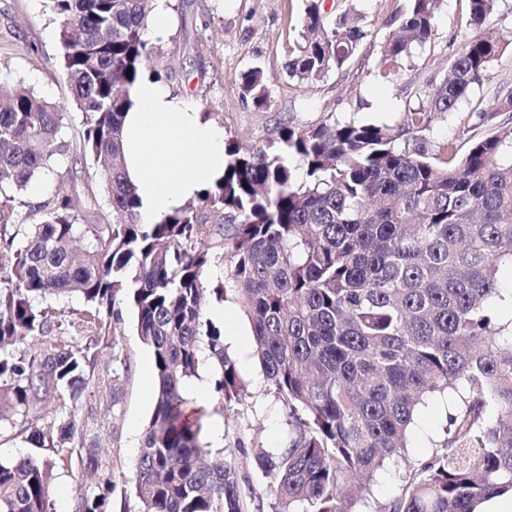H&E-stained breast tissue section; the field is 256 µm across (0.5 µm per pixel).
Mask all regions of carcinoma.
<instances>
[{
	"mask_svg": "<svg viewBox=\"0 0 512 512\" xmlns=\"http://www.w3.org/2000/svg\"><path fill=\"white\" fill-rule=\"evenodd\" d=\"M147 2L50 0L83 116L78 142L63 138L58 104L21 80L0 86V184L20 193L75 155L102 163L107 187L105 205L90 198L87 215L75 188L25 215L13 197L0 199V435L38 449L0 461V512H52L57 470L96 471L85 392L93 382L102 396L118 379L101 354L114 347L124 306L155 366L154 409L129 481L138 512H247L245 477L219 456L204 463L203 413L183 396L207 361L218 402L243 400L224 327L207 313L230 296L288 411V442L257 453L276 512H358L377 472L405 458L419 406L444 392L455 398L446 438L408 466L379 512H478L512 493V323L493 306L503 299L500 266L512 264V122L498 119L512 112V84L494 89L495 105L463 141L430 155L418 137L512 45L499 0H468L447 76L400 125L326 120L281 125L260 147L230 141L223 174L156 224L141 223L123 142L130 88L154 55ZM305 2L287 70L314 84L343 68L366 32L352 3L333 14L323 0ZM440 2L409 0L395 15L385 79L431 39ZM240 85L266 102L262 68ZM224 262L225 278L210 281ZM72 293L86 307L68 320L57 304ZM111 493L105 477L73 512H112Z\"/></svg>",
	"mask_w": 512,
	"mask_h": 512,
	"instance_id": "1",
	"label": "carcinoma"
}]
</instances>
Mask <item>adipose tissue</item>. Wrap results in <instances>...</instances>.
<instances>
[{
	"label": "adipose tissue",
	"instance_id": "obj_1",
	"mask_svg": "<svg viewBox=\"0 0 512 512\" xmlns=\"http://www.w3.org/2000/svg\"><path fill=\"white\" fill-rule=\"evenodd\" d=\"M130 98L126 166L141 199V221L154 224L223 170L224 130L172 98L158 81L139 80Z\"/></svg>",
	"mask_w": 512,
	"mask_h": 512
}]
</instances>
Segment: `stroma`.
Segmentation results:
<instances>
[{"label":"stroma","instance_id":"obj_1","mask_svg":"<svg viewBox=\"0 0 512 512\" xmlns=\"http://www.w3.org/2000/svg\"><path fill=\"white\" fill-rule=\"evenodd\" d=\"M354 2L364 17L367 32L357 53L342 69L322 81L304 84L289 77L286 66L303 14V0H154L153 11L167 18L164 35L152 37L161 83L174 98L192 107L224 130V138L245 147L263 145L278 125L304 128L326 119L358 123H402L405 112L417 107L419 88L439 83L448 59L457 49L467 0H442L438 23L430 42L411 62L404 64L397 84L378 73L382 47L393 29L391 18L405 0H325L329 10ZM60 29L46 7V0H0V84L24 82L66 112L65 136L75 139L82 114L74 108L60 63ZM260 65L268 80V98L255 105L242 95L240 74ZM512 82V46L489 70L483 86L475 88L455 112L431 122L423 131V144L434 151L439 143L460 137L478 120L480 110L493 105V90ZM92 162L62 159L53 170L33 179L28 190L17 194L19 210L29 211L62 190L77 187L78 209L87 211V196L105 198V186L95 176ZM115 347L104 350V363L114 364L119 381L113 397L89 396L98 424L87 443L95 447L98 470L80 467L58 471L52 486L53 512H72L75 499L96 490L97 476L112 479V509L120 512L128 478L138 457L143 434L154 406V360L141 343L131 311H124L115 332ZM123 361H112L113 353ZM247 388L243 403L221 406L215 396L205 401V424L221 421L222 435L211 449L223 452L247 482L243 492L251 512H273L267 478L258 468L256 449L274 452L288 439V416L283 404L267 391L257 361L239 364ZM443 395L429 397L417 412L407 440V460L388 464L371 485L366 508L378 512L401 488L407 463L428 459L445 436L447 411Z\"/></svg>","mask_w":512,"mask_h":512}]
</instances>
